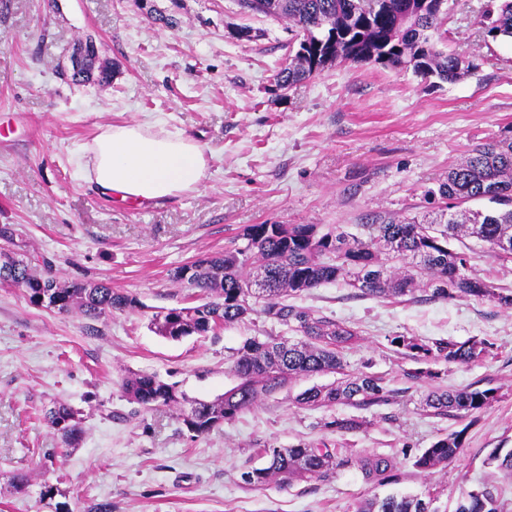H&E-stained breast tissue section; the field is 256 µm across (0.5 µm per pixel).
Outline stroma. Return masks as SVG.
<instances>
[{"mask_svg":"<svg viewBox=\"0 0 512 512\" xmlns=\"http://www.w3.org/2000/svg\"><path fill=\"white\" fill-rule=\"evenodd\" d=\"M151 2L175 26L133 0H0V228L61 279L103 281L141 302L91 320L0 285V512H54L40 497L45 484L112 512H352L364 495L426 491L452 512L461 493L490 480L489 453L512 448V309L425 292L371 299L340 283L298 298L359 331L344 372L381 377L392 392L385 405L303 406L298 394L334 377H300L197 437L168 408L130 401L121 384L154 374L211 401L236 385L231 356L245 339L288 333L255 312L205 336H159L154 312L195 302L172 281L177 267L223 253L249 224H338L358 235L375 221L422 216L425 190L450 165L512 131V42L483 39L488 0H448L437 46L478 65L457 82L345 62L285 89L273 80L296 50L285 22L243 12L237 0ZM241 27L251 40L237 39ZM88 37L112 66L110 84L71 79L72 48ZM158 119L203 147L198 190L146 206L98 194L81 172L84 144L101 127ZM468 245L469 274L512 289V261ZM397 335L490 349L415 380L417 362L390 344ZM472 385L497 389L498 401L448 418L423 406L430 389ZM58 403L77 409L83 428L66 453L44 419ZM337 418L363 425L339 432ZM459 430L464 449L448 467L413 468L422 448ZM301 442L393 456L396 479L377 487L351 466L263 491L242 483L260 449ZM19 475L33 481L27 492L12 488Z\"/></svg>","mask_w":512,"mask_h":512,"instance_id":"stroma-1","label":"stroma"}]
</instances>
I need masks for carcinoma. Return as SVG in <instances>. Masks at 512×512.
<instances>
[{
  "label": "carcinoma",
  "instance_id": "carcinoma-1",
  "mask_svg": "<svg viewBox=\"0 0 512 512\" xmlns=\"http://www.w3.org/2000/svg\"><path fill=\"white\" fill-rule=\"evenodd\" d=\"M249 11L288 22L300 37L298 49L275 75L276 86L286 89L341 62L373 63L412 70L427 79L454 83L476 69L474 61L437 48L434 34L447 10L432 12L420 0H238ZM482 33L494 40H512V0H499L483 12ZM72 54L81 65L75 81L100 85L112 80V67L99 60L93 41L78 42ZM485 200L489 207L471 210L466 204ZM425 201L435 218L383 221L367 224L366 238L348 234L341 226L322 229L317 224H249L242 233L245 244L217 255H206L178 267L173 282L193 291L200 304L162 309L151 324L162 337L179 340L203 336L242 322L261 305L272 322L301 335L300 340L269 337L246 339L232 354L231 370L237 384L221 397L207 402L192 400L176 385L152 374L137 375L122 384L123 393L146 409L164 406L174 410L188 431L203 435L252 408L261 397L284 387L292 379L313 374H339L341 352L359 340L358 331L330 317L294 303L303 293L323 284L341 282L363 297L398 298L418 291L448 299L473 297L512 309V291L497 289L467 274L470 256L452 242L476 238L495 255L512 258V136L474 147L437 187L425 191ZM404 262L388 265L381 255ZM13 271L0 284L22 288L30 303L43 291L54 294L59 313H78L98 319L114 311L142 307L133 295L113 290L105 282H65L53 264L42 259L34 270L32 258L9 257ZM390 344L418 361L469 364L482 358L489 345L483 341H436L429 344L413 336H395ZM390 391L380 378L361 373L330 384L312 386L297 396L311 407L350 404L370 407L389 401ZM498 401L497 389L467 387L433 390L424 406L434 415L456 417L479 412ZM190 408H185V405ZM77 411L60 404L45 414L64 445L73 447L81 437ZM463 432L438 437L415 456L421 472L446 468L463 448ZM265 464L245 471L243 483L264 490L274 483L321 479L337 468L357 466L372 485L389 481L395 459L340 455V449L298 443L288 448L263 449ZM507 478H512V448H495L487 458ZM353 512H438L432 500L419 495L376 494L358 499ZM454 512H504L498 487L486 482L463 493Z\"/></svg>",
  "mask_w": 512,
  "mask_h": 512
}]
</instances>
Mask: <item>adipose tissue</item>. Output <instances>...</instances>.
<instances>
[{"label": "adipose tissue", "instance_id": "ef3b65f1", "mask_svg": "<svg viewBox=\"0 0 512 512\" xmlns=\"http://www.w3.org/2000/svg\"><path fill=\"white\" fill-rule=\"evenodd\" d=\"M86 180L99 193L126 200H159L197 188L206 176L201 145L180 131L127 122L100 130L83 148Z\"/></svg>", "mask_w": 512, "mask_h": 512}]
</instances>
